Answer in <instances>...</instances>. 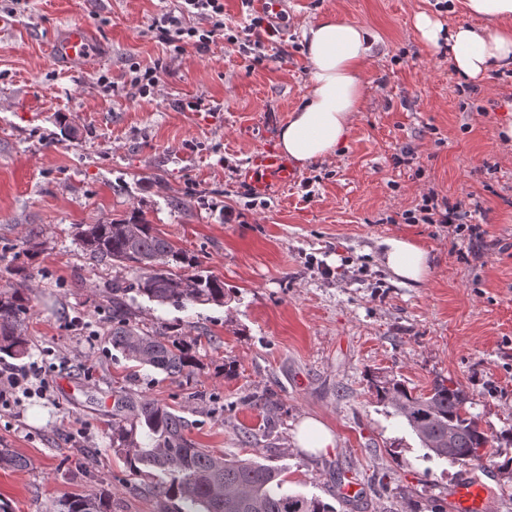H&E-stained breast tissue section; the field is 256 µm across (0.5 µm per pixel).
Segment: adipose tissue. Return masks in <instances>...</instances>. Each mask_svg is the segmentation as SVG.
Listing matches in <instances>:
<instances>
[{
	"instance_id": "adipose-tissue-1",
	"label": "adipose tissue",
	"mask_w": 512,
	"mask_h": 512,
	"mask_svg": "<svg viewBox=\"0 0 512 512\" xmlns=\"http://www.w3.org/2000/svg\"><path fill=\"white\" fill-rule=\"evenodd\" d=\"M465 22L443 27L427 13L416 16L422 38L448 43V59L465 81L485 83L493 73L512 70V0H459ZM310 87L278 138L281 151L307 165L339 156L365 98L364 62L379 43L367 23L324 15L303 24ZM381 259L403 282L419 283L430 270L429 253L400 237L382 239Z\"/></svg>"
}]
</instances>
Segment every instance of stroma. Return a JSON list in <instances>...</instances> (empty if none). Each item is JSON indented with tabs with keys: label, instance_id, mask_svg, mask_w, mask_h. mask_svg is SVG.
<instances>
[{
	"label": "stroma",
	"instance_id": "stroma-1",
	"mask_svg": "<svg viewBox=\"0 0 512 512\" xmlns=\"http://www.w3.org/2000/svg\"><path fill=\"white\" fill-rule=\"evenodd\" d=\"M171 6L0 0V290L31 287L21 363L51 385L48 397L0 408V448L29 461L0 469V512H54L62 496L103 485L112 512H189L158 498L113 448L120 387L172 407L198 447L277 467L288 492L333 512H451L448 488L464 472L488 486L495 512H512V145L499 134L512 119V77L468 91L447 49L415 28L420 12L462 21L433 0H276V34L256 55L228 41L244 27L241 0H224L227 35L200 51L153 31ZM333 11L381 35L365 64V107L339 159L257 193L243 173L308 91L301 26ZM76 23L98 40L100 61L51 57ZM134 62L162 64L153 93L132 83ZM432 190L472 212L481 245L445 224L404 223ZM133 215L230 290L220 306L138 302L141 328L162 321L195 341L189 377L113 350L106 289L128 272L74 241L76 225ZM387 237L428 250L422 283H397L379 258ZM392 378L415 393L447 379L470 394L500 450L494 465L425 459L377 397ZM261 394L271 407L255 406ZM306 416L335 447H297ZM340 470L360 485L355 498L337 495Z\"/></svg>",
	"mask_w": 512,
	"mask_h": 512
}]
</instances>
